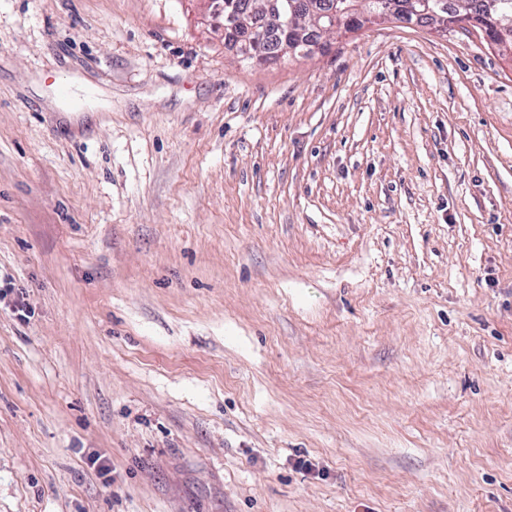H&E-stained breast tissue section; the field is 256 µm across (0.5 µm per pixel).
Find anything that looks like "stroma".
Masks as SVG:
<instances>
[{"label": "stroma", "instance_id": "1", "mask_svg": "<svg viewBox=\"0 0 512 512\" xmlns=\"http://www.w3.org/2000/svg\"><path fill=\"white\" fill-rule=\"evenodd\" d=\"M210 0H0V512H512V57Z\"/></svg>", "mask_w": 512, "mask_h": 512}]
</instances>
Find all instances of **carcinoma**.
Listing matches in <instances>:
<instances>
[{"label": "carcinoma", "instance_id": "obj_1", "mask_svg": "<svg viewBox=\"0 0 512 512\" xmlns=\"http://www.w3.org/2000/svg\"><path fill=\"white\" fill-rule=\"evenodd\" d=\"M264 0H224V41L237 48L240 56L251 61L297 57L319 28L331 24L355 31L374 17L400 22L417 19L446 30L473 29L488 45L512 52V0H431L430 10L417 7L418 0H309L317 18L303 24L288 21L285 33L272 22L255 21L245 27L238 18L250 19Z\"/></svg>", "mask_w": 512, "mask_h": 512}]
</instances>
